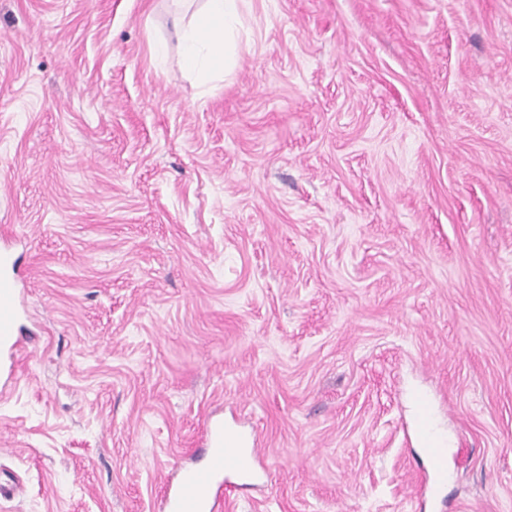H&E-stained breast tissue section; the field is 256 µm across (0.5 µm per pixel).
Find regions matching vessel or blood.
<instances>
[{
	"instance_id": "b4317fda",
	"label": "vessel or blood",
	"mask_w": 512,
	"mask_h": 512,
	"mask_svg": "<svg viewBox=\"0 0 512 512\" xmlns=\"http://www.w3.org/2000/svg\"><path fill=\"white\" fill-rule=\"evenodd\" d=\"M19 259L11 248L0 249V351L28 347L19 325ZM203 462L176 461L160 500L161 512H224V490L249 486L261 453L257 436L210 419L201 438Z\"/></svg>"
}]
</instances>
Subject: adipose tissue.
Wrapping results in <instances>:
<instances>
[{"instance_id":"obj_1","label":"adipose tissue","mask_w":512,"mask_h":512,"mask_svg":"<svg viewBox=\"0 0 512 512\" xmlns=\"http://www.w3.org/2000/svg\"><path fill=\"white\" fill-rule=\"evenodd\" d=\"M242 0H203L195 21L181 29L183 61L194 70L219 72L228 65Z\"/></svg>"}]
</instances>
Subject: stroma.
Masks as SVG:
<instances>
[{
  "instance_id": "obj_1",
  "label": "stroma",
  "mask_w": 512,
  "mask_h": 512,
  "mask_svg": "<svg viewBox=\"0 0 512 512\" xmlns=\"http://www.w3.org/2000/svg\"><path fill=\"white\" fill-rule=\"evenodd\" d=\"M200 5L0 0V512H155L218 409L230 512H512V0H245L220 76ZM19 259L9 247L0 249V352L13 354L30 345L19 325Z\"/></svg>"
}]
</instances>
